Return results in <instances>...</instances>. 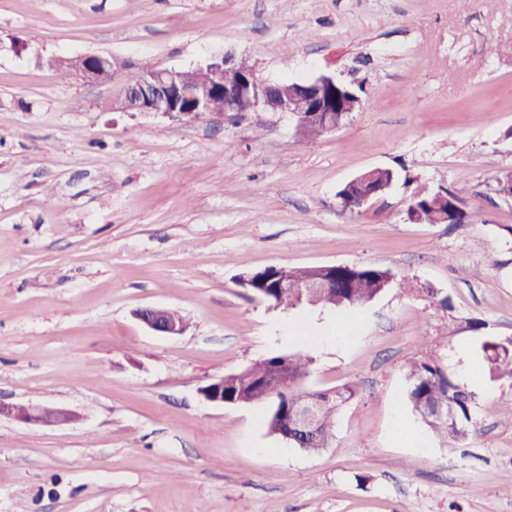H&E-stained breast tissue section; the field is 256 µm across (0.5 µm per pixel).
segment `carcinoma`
I'll return each mask as SVG.
<instances>
[{"instance_id": "cac0c4a2", "label": "carcinoma", "mask_w": 512, "mask_h": 512, "mask_svg": "<svg viewBox=\"0 0 512 512\" xmlns=\"http://www.w3.org/2000/svg\"><path fill=\"white\" fill-rule=\"evenodd\" d=\"M396 175L391 169L376 171L372 181L363 177L345 183L338 194L345 197L343 211H359V199L369 188L383 181H393ZM461 203L463 196L448 191L447 203L434 200L430 192L419 190L412 196L407 216H416L420 224H446L452 202ZM277 271L267 268L256 274L247 288L276 307H322L347 310L366 305L379 297L387 288L399 286L390 270L379 266H364L356 269L336 268V287L317 289L304 288L307 281L317 276L314 267H294L290 275L298 284L283 292L275 288ZM486 371L490 379L512 380V340L491 338L483 343ZM312 358L300 353L278 354L266 357L242 372L228 375L230 382L224 387V400L228 405L273 403L268 419V429L274 435L292 432L290 421L298 406L310 401L317 405L316 435L302 439L296 444L309 453H319L330 447L336 425V413L351 399L354 390L350 387L325 391H309L303 382L311 371ZM407 401L413 413L437 435L449 443H459L475 432L471 407L472 393L466 391L443 371L426 362L410 367Z\"/></svg>"}]
</instances>
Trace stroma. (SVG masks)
<instances>
[{
	"label": "stroma",
	"mask_w": 512,
	"mask_h": 512,
	"mask_svg": "<svg viewBox=\"0 0 512 512\" xmlns=\"http://www.w3.org/2000/svg\"><path fill=\"white\" fill-rule=\"evenodd\" d=\"M507 16L512 0H0V401L80 417L0 416V512H512V381H485L457 446L418 419L426 452L391 434L411 362L456 380L512 338V199L493 190L512 172ZM225 53L271 82L357 80L362 106L310 141L280 112L116 111L118 82L43 63ZM375 167L394 185L342 212L339 188ZM423 188L465 189V223L410 222ZM332 264L399 285L340 345L269 341L336 312L273 306L241 276ZM152 306L184 332H151L134 313ZM295 352L306 388L355 390L315 454L269 434L271 404L200 393ZM0 415L36 426H63L78 420V415L71 410L33 404L28 405L24 412H18L14 405L3 403L0 405Z\"/></svg>",
	"instance_id": "stroma-1"
}]
</instances>
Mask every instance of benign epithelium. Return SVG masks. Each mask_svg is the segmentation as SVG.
Masks as SVG:
<instances>
[{"label":"benign epithelium","instance_id":"obj_1","mask_svg":"<svg viewBox=\"0 0 512 512\" xmlns=\"http://www.w3.org/2000/svg\"><path fill=\"white\" fill-rule=\"evenodd\" d=\"M83 64L75 74L91 83L110 82L122 75L125 67L114 57L100 54L82 56ZM209 72L210 81L205 85H189L182 79L177 68L141 71L133 80H124L119 95L113 100L115 109L121 112L160 113L178 120H190L200 112L211 110L216 97L224 98V111H239L242 97H250V110L264 112L269 94L288 87L281 95L279 111L287 113L296 121L297 131L311 123L328 131L340 127L356 110L345 109L336 104V91L342 80L332 74H320L305 81H289L285 84L271 83L257 76L254 69L230 55L211 58L202 65ZM336 286L334 266L321 267V275L309 284L311 288ZM150 309L137 311L135 316L146 327L163 335H178L185 329L183 320L156 321L149 315ZM203 397L212 403H224V381L217 380L201 389ZM0 415L36 426H63L78 420V415L68 409L29 405L19 412L10 404L0 405Z\"/></svg>","mask_w":512,"mask_h":512}]
</instances>
